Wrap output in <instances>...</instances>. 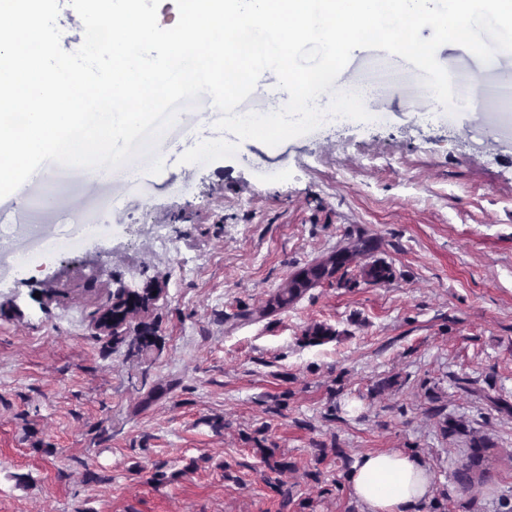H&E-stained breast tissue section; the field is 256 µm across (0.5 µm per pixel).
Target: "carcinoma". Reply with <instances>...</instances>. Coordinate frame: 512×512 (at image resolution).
<instances>
[{"instance_id":"1","label":"carcinoma","mask_w":512,"mask_h":512,"mask_svg":"<svg viewBox=\"0 0 512 512\" xmlns=\"http://www.w3.org/2000/svg\"><path fill=\"white\" fill-rule=\"evenodd\" d=\"M381 248L379 238L362 229H353L336 244L316 259L298 267L270 293L256 308H245L237 317L244 321H261L288 310L299 302L311 289L325 283L339 288H356L360 283L381 285L391 282L395 271L391 264L378 257ZM112 307V344L123 342L131 328L136 325V339L128 348L127 357L148 354L156 346L154 323L148 321L153 305L145 301V290L108 301L104 307ZM337 332L324 323H313L304 330V336L316 345L331 340ZM489 447L484 437L470 438L463 467L469 472H483L484 449Z\"/></svg>"}]
</instances>
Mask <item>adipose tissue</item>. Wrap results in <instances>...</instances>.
<instances>
[{
    "mask_svg": "<svg viewBox=\"0 0 512 512\" xmlns=\"http://www.w3.org/2000/svg\"><path fill=\"white\" fill-rule=\"evenodd\" d=\"M434 474L422 456L400 451L360 454L347 482L364 512H421Z\"/></svg>",
    "mask_w": 512,
    "mask_h": 512,
    "instance_id": "obj_1",
    "label": "adipose tissue"
}]
</instances>
